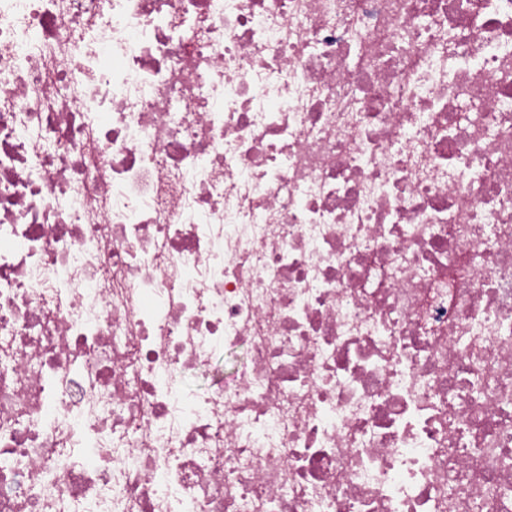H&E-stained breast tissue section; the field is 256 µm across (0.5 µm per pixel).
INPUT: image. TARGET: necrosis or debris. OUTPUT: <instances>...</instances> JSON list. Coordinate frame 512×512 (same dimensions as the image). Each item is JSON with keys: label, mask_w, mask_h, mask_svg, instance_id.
Instances as JSON below:
<instances>
[{"label": "necrosis or debris", "mask_w": 512, "mask_h": 512, "mask_svg": "<svg viewBox=\"0 0 512 512\" xmlns=\"http://www.w3.org/2000/svg\"><path fill=\"white\" fill-rule=\"evenodd\" d=\"M505 484L512 0H0V512Z\"/></svg>", "instance_id": "obj_1"}]
</instances>
